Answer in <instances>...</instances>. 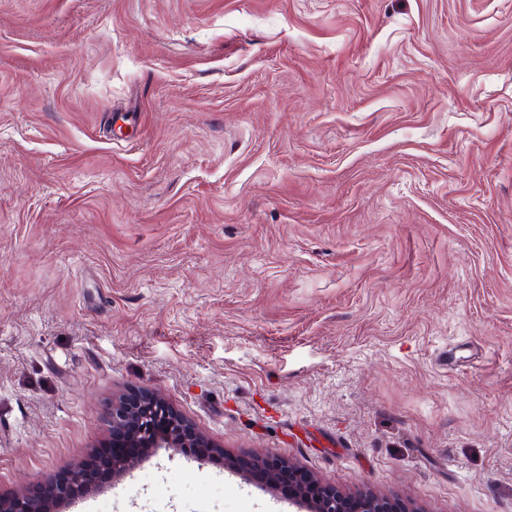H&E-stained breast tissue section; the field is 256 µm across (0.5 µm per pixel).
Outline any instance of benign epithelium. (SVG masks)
Listing matches in <instances>:
<instances>
[{
	"instance_id": "obj_1",
	"label": "benign epithelium",
	"mask_w": 512,
	"mask_h": 512,
	"mask_svg": "<svg viewBox=\"0 0 512 512\" xmlns=\"http://www.w3.org/2000/svg\"><path fill=\"white\" fill-rule=\"evenodd\" d=\"M112 435V447L119 452L110 456L105 468L116 479L125 474L140 456L152 448H213L193 425L162 397L142 393L122 399L106 413ZM91 466L83 467L66 481L54 484L36 496L0 498V512H56L57 504L86 495L96 488L90 476ZM286 469L294 474L295 487L288 499L301 502L306 512H402L397 503L371 489L355 495L329 486L295 463L279 457H258L252 471L264 473L259 489L272 493L278 489L276 474Z\"/></svg>"
}]
</instances>
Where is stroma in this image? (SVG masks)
I'll use <instances>...</instances> for the list:
<instances>
[{
	"instance_id": "obj_1",
	"label": "stroma",
	"mask_w": 512,
	"mask_h": 512,
	"mask_svg": "<svg viewBox=\"0 0 512 512\" xmlns=\"http://www.w3.org/2000/svg\"><path fill=\"white\" fill-rule=\"evenodd\" d=\"M138 392L88 512H512V0H0V497ZM106 422L112 435V453L115 448H126L105 463L112 479L125 474L151 448H218L162 397L151 393L112 404ZM251 468L253 475L257 471L264 473L263 480H256L260 490L271 494L278 489L276 474L281 469L294 473V490L288 492V480L283 478L281 492L288 494V499L303 503L307 512H423L417 509L400 510L396 502L368 488L355 495L346 494L295 463L279 457H257ZM353 504L354 508L351 507Z\"/></svg>"
}]
</instances>
